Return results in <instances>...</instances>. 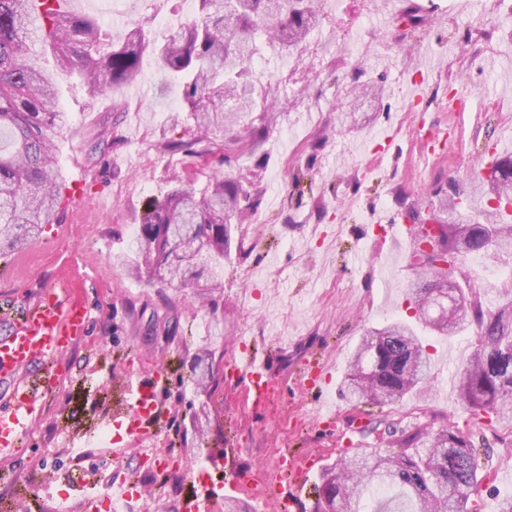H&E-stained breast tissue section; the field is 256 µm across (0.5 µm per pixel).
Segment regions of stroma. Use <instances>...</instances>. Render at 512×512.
I'll use <instances>...</instances> for the list:
<instances>
[{
    "label": "stroma",
    "mask_w": 512,
    "mask_h": 512,
    "mask_svg": "<svg viewBox=\"0 0 512 512\" xmlns=\"http://www.w3.org/2000/svg\"><path fill=\"white\" fill-rule=\"evenodd\" d=\"M320 19L293 53L256 37L251 61L277 120L239 154L261 204L242 224L246 257L225 262L216 289L157 288L113 264L126 253L147 201L175 179L205 183L211 155L166 153L172 127L190 129L181 85L144 55L137 84L90 98L60 76L56 105L69 128L58 137L76 198L9 264L0 295L32 305L62 273L76 277L90 311L87 336L34 364L20 381L44 379L14 452L0 456V512H111L105 495L131 480L132 512H174L196 477L224 485L234 464L258 471L280 450L305 476L298 512H313L322 471L357 448H381L383 424L411 432L449 426L479 450L471 512H498L512 496V426L474 414L457 397V369L476 349L477 327L455 336L421 330L432 386L386 405H352L342 394L348 359L363 333L409 319L413 242L384 236L374 216L426 217L438 194L457 197L460 218L484 221L477 165L496 142L512 144V0H321ZM113 37L138 21L157 36L190 20L189 0H68ZM424 94L410 105L416 73ZM371 85L353 100L351 88ZM122 104L114 114L113 104ZM119 138L101 166L100 133ZM485 313L504 307L512 254L460 262ZM271 351L282 388L273 408L253 409L226 364L238 342ZM211 356L218 387L200 390L192 366ZM163 373L159 431L121 446L93 434L130 404L131 384ZM149 448L165 449L172 473L160 488Z\"/></svg>",
    "instance_id": "stroma-1"
}]
</instances>
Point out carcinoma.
Returning <instances> with one entry per match:
<instances>
[{"instance_id":"carcinoma-1","label":"carcinoma","mask_w":512,"mask_h":512,"mask_svg":"<svg viewBox=\"0 0 512 512\" xmlns=\"http://www.w3.org/2000/svg\"><path fill=\"white\" fill-rule=\"evenodd\" d=\"M62 0H0V258H8L42 226L52 224L60 204L62 173L52 153L54 137L67 126L55 105L56 73L46 69L30 47L51 52L57 69L77 78L96 98L132 83L141 74L144 52L183 85V101L196 133L171 137L167 152L197 156L222 150L221 166L255 144L275 121L272 112L255 113V80L250 68L253 36L262 29L280 44L302 42L315 26V0H196L195 15L158 39L138 23L117 40L92 16L66 12ZM482 189L497 203L512 204V159L496 161ZM259 196L233 176L212 177L196 187L178 184L151 204L120 266L149 285L179 289L195 280L200 288L224 268L231 255V219L253 213ZM457 203L438 198L432 221L440 253L477 257L512 249V224H463L440 219ZM416 279L406 300L418 321L441 336L471 325L482 344L463 365L458 381L461 403L474 411L512 422V370L497 367L503 350L512 352V301L485 316L476 292L457 283L448 287V270L437 259L413 249ZM431 355L406 321L366 331L352 354L345 390L356 404L389 405L426 382ZM386 448H361L324 470L315 487L314 512H469L477 480V448L450 427L399 432L390 423Z\"/></svg>"}]
</instances>
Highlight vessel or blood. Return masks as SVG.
<instances>
[{"label":"vessel or blood","instance_id":"1","mask_svg":"<svg viewBox=\"0 0 512 512\" xmlns=\"http://www.w3.org/2000/svg\"><path fill=\"white\" fill-rule=\"evenodd\" d=\"M74 285L62 278L45 286L40 299L26 308L14 322L11 334L0 340V380L14 383L32 362L55 355L66 343L79 339L88 330L89 317L84 304L73 292ZM234 380L240 383L249 400L264 403L273 390V366L265 355L242 346L227 364ZM38 398L37 386L16 387L13 402L0 410V454H8L17 444L20 429L25 425ZM159 402L155 386L137 384L132 392L127 414L112 421L114 443L143 433L148 423L157 419ZM270 478L262 486H254L253 474L241 470L228 484L231 492L246 488L257 502L278 501L282 512L295 507L301 493L297 481L298 468L288 453H280L272 461Z\"/></svg>","mask_w":512,"mask_h":512}]
</instances>
